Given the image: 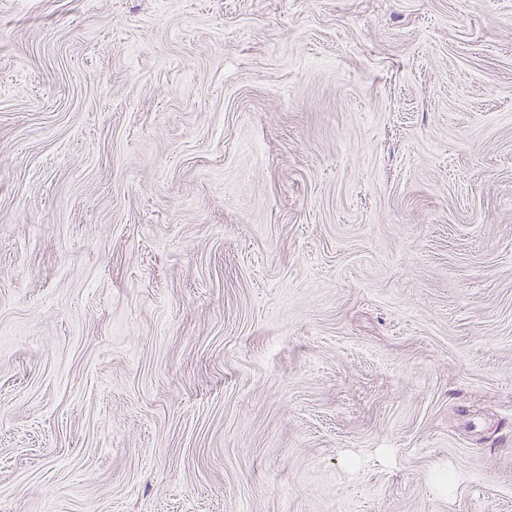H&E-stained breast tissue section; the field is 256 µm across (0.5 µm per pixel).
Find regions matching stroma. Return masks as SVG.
<instances>
[{"label":"stroma","instance_id":"35a3bbf8","mask_svg":"<svg viewBox=\"0 0 512 512\" xmlns=\"http://www.w3.org/2000/svg\"><path fill=\"white\" fill-rule=\"evenodd\" d=\"M0 512H512V0H0Z\"/></svg>","mask_w":512,"mask_h":512}]
</instances>
